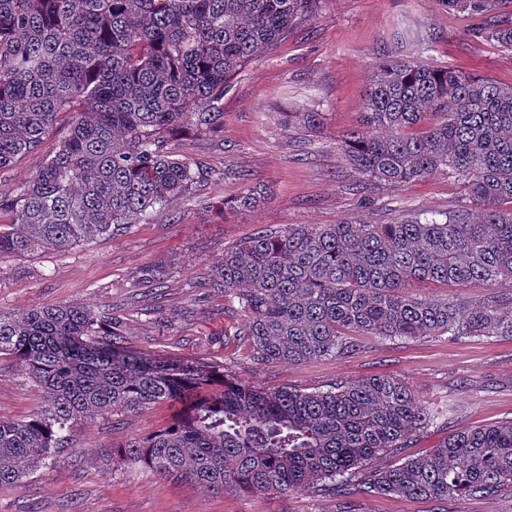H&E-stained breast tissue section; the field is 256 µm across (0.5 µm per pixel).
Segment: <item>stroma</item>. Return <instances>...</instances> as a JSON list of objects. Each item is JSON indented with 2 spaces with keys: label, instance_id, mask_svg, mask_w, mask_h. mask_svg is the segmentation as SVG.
I'll return each instance as SVG.
<instances>
[{
  "label": "stroma",
  "instance_id": "35a3bbf8",
  "mask_svg": "<svg viewBox=\"0 0 512 512\" xmlns=\"http://www.w3.org/2000/svg\"><path fill=\"white\" fill-rule=\"evenodd\" d=\"M483 21L448 12L441 0H320L315 17L231 80L220 137L171 141L173 151L224 172L222 181L201 184L124 235L0 259V310L130 304L136 308L126 326L130 346L220 361L264 388L314 391L380 374L397 377L425 404L448 407L447 425L428 427L413 442L415 456L460 426L512 419L511 336H357L345 355L259 365L230 340L244 321L238 302L208 286L225 248L263 228L344 218L392 224L408 213L431 216L465 205L461 187L444 175L353 192L360 176L338 140L358 125L374 66L386 57L512 85V52L468 37ZM292 112L321 113V123L297 124L288 118ZM57 141L47 137L37 152L1 170L0 187L29 183ZM250 180L269 187L266 203L254 212L232 209ZM150 265L166 275L168 294L160 303L144 296L138 279ZM38 403L39 391L21 367L0 361V416L28 417ZM169 414L161 404L76 427L72 447L21 487L0 488V512H512V485L486 498L448 501L329 490L249 498L138 465L117 466L102 454L104 446L160 427Z\"/></svg>",
  "mask_w": 512,
  "mask_h": 512
}]
</instances>
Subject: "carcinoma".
Here are the masks:
<instances>
[{
  "label": "carcinoma",
  "mask_w": 512,
  "mask_h": 512,
  "mask_svg": "<svg viewBox=\"0 0 512 512\" xmlns=\"http://www.w3.org/2000/svg\"><path fill=\"white\" fill-rule=\"evenodd\" d=\"M319 0H0V170L57 134L37 177L0 189V259L128 232L215 173L178 154V135L224 128L228 80L313 16ZM487 15L469 35L512 51L498 0H442ZM360 128L339 146L364 185L454 178L468 205L394 224L341 220L262 229L224 249L210 288L236 299L257 364L342 354L353 336H512V295L478 304L419 297L418 282L512 286V86L394 59L379 64ZM69 118L62 127L60 118ZM265 200L255 183L236 199ZM0 359L41 392L25 419L0 417V487L71 447L74 428L171 403L162 427L111 445L141 465L217 492L482 497L512 484V420L461 427L388 468L444 416L378 375L326 391L262 388L224 364L128 346L124 317L58 303L0 311Z\"/></svg>",
  "instance_id": "obj_1"
}]
</instances>
